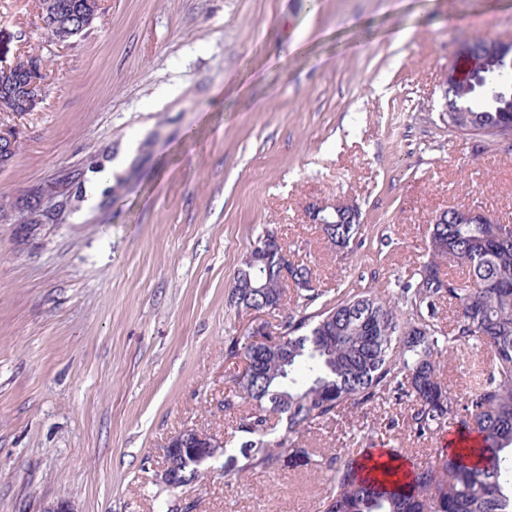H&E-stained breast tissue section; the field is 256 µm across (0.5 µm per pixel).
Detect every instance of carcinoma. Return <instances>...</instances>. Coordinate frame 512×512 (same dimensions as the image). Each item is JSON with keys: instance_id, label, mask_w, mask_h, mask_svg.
<instances>
[{"instance_id": "1", "label": "carcinoma", "mask_w": 512, "mask_h": 512, "mask_svg": "<svg viewBox=\"0 0 512 512\" xmlns=\"http://www.w3.org/2000/svg\"><path fill=\"white\" fill-rule=\"evenodd\" d=\"M55 24L43 27L52 38L66 26L98 18L96 0H43ZM488 40L466 41L469 55L457 56L452 68L463 78L448 87V128L493 141H512V89L479 92L481 74L469 69V58H488L489 69H512V50L490 53ZM40 63L29 58L0 74V112H24L19 91L27 87ZM327 241L352 252L359 246L362 224L341 219L324 228ZM267 251L270 270L285 261L288 244L266 245L258 236L252 249ZM459 275L440 272L442 263ZM248 261L232 286L230 304L269 302L282 307L285 289L277 278L264 287L246 288ZM289 268L297 278L296 313L278 324V333L263 343L250 342L251 332L227 336L228 359H247L259 349L257 371L233 379L238 393L224 397V411H235V430L224 433V468L236 476L269 470L281 459L308 456L302 439L312 428L329 424L348 407L362 409L393 392L411 399L405 426L420 436L454 427L462 436L479 438L477 448L441 447L428 461L413 467L402 482L386 469L366 475L374 456L369 437L358 433L348 446L321 457L328 490L321 512H512V224H429L427 260L416 279L401 288V302L371 288L336 299L314 287L311 269L299 262ZM448 297L455 315L448 332L433 319L435 301ZM480 345L490 354L488 373L457 392L440 378L447 354ZM175 485L204 477L193 452L174 462Z\"/></svg>"}]
</instances>
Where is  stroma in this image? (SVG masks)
<instances>
[{
    "instance_id": "stroma-1",
    "label": "stroma",
    "mask_w": 512,
    "mask_h": 512,
    "mask_svg": "<svg viewBox=\"0 0 512 512\" xmlns=\"http://www.w3.org/2000/svg\"><path fill=\"white\" fill-rule=\"evenodd\" d=\"M38 12L0 0V67L34 57L45 75L34 111L0 112L21 142L0 169V512H158L169 439L232 426L224 339L245 321L228 294L262 230L334 298L396 294L441 210L512 224V144L450 131L442 88L464 41L512 40V0H102L68 43ZM129 141L77 208L19 229L28 189ZM336 200L365 228L341 261L307 217ZM404 410L383 397L303 444L362 431L423 463L440 442L390 429ZM224 462L176 489L193 512H319L316 462L241 478Z\"/></svg>"
}]
</instances>
